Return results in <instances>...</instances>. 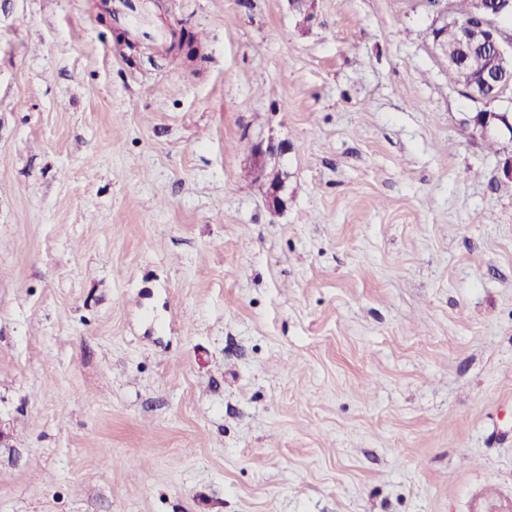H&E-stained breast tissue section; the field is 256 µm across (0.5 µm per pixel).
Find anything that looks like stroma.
<instances>
[{"mask_svg": "<svg viewBox=\"0 0 512 512\" xmlns=\"http://www.w3.org/2000/svg\"><path fill=\"white\" fill-rule=\"evenodd\" d=\"M0 0V512H512V194L439 0ZM274 138L288 207L243 176Z\"/></svg>", "mask_w": 512, "mask_h": 512, "instance_id": "obj_1", "label": "stroma"}]
</instances>
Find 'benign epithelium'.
<instances>
[{"mask_svg":"<svg viewBox=\"0 0 512 512\" xmlns=\"http://www.w3.org/2000/svg\"><path fill=\"white\" fill-rule=\"evenodd\" d=\"M444 13L457 29L451 44L433 40L435 55L450 68L462 62L483 64V79L471 85L467 93L474 99L487 97L486 91L495 90L494 98L507 102L499 112H477L471 118L480 134H507L512 139V30L502 21L512 18V0H470L466 15L458 16L453 0H446ZM251 169L266 186L264 198L269 211L278 216L286 209V181L277 167V160L288 153V142L260 141L250 147Z\"/></svg>","mask_w":512,"mask_h":512,"instance_id":"obj_1","label":"benign epithelium"}]
</instances>
